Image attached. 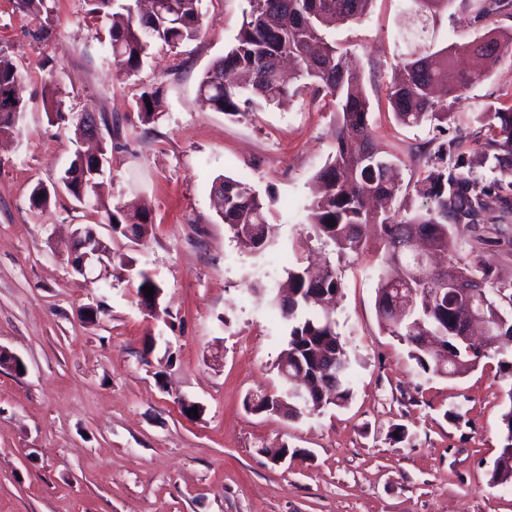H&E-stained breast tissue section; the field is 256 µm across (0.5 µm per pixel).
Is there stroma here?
<instances>
[{
  "instance_id": "obj_1",
  "label": "stroma",
  "mask_w": 512,
  "mask_h": 512,
  "mask_svg": "<svg viewBox=\"0 0 512 512\" xmlns=\"http://www.w3.org/2000/svg\"><path fill=\"white\" fill-rule=\"evenodd\" d=\"M247 0H202V32L171 49L151 46L131 78L117 75L106 29L82 0H52L47 41L16 0H0V49L21 73L19 130L0 136V346L25 374L0 368V512H512V487L490 483L503 446L508 380L496 358L474 372H421L374 307L377 237L337 257L305 221L316 174L336 148V109L304 95L227 116L199 98L212 63L232 45ZM402 0H375L336 38L358 61L370 121L398 159L403 193L422 206L418 180L440 143L459 142L475 176L493 179L474 138L485 104L512 105V45L452 110L446 131L405 128L384 107L386 78L405 45ZM512 18L440 15L432 39L466 42ZM54 76L72 111L106 117L102 196L134 201L153 218L146 238L111 233L101 210L70 194L33 211L29 196L73 156L69 130L51 124L42 88ZM160 92L142 124L135 102ZM247 178L276 231L266 250L242 245L217 216L215 178ZM90 225L108 243L110 275L88 281L69 264L72 236ZM479 253L512 280V214L480 219ZM332 260L343 283L334 318L353 360V398L287 419L245 407L280 389L287 325L265 291L296 263ZM160 285L159 314L143 312L131 279ZM262 283L263 293L252 290ZM100 306L95 322L85 307ZM195 403L198 416L183 414ZM409 433L391 438L394 425ZM287 447L275 463L273 452Z\"/></svg>"
}]
</instances>
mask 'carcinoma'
Masks as SVG:
<instances>
[{
	"label": "carcinoma",
	"mask_w": 512,
	"mask_h": 512,
	"mask_svg": "<svg viewBox=\"0 0 512 512\" xmlns=\"http://www.w3.org/2000/svg\"><path fill=\"white\" fill-rule=\"evenodd\" d=\"M87 13L107 27L109 50L118 72L135 75L148 57L153 43L175 48L198 38L201 0H158L150 11L137 12L132 0H83ZM249 9L235 42L215 61L199 84L200 96L216 112L237 116L261 103L281 104L299 97L308 89L315 96L329 97L336 104V150L317 172L321 195L307 206L306 220L324 242L332 245L338 257L362 253L370 233L378 234L384 262L394 264L398 275H377L375 311L380 327L406 344L408 356L425 374L463 376L475 370L483 359L499 356L501 378L512 379V347L503 348L489 336L470 345L451 332L454 323L469 319L467 309H448L440 293V281H418L416 256L399 251L413 235L424 234L431 250L448 254V269L474 287L476 296L487 301L484 318L493 322L503 315L512 319V281L493 277L492 265L475 256L462 262L457 253L466 245L475 252L482 243L478 236L467 241L455 230L461 224H475L482 214L512 210L509 198L495 191L497 183L485 184L466 170L458 154V144L442 143L421 179V193L427 200L422 208L405 207L390 211L371 207L373 200L397 197L402 189L392 176L391 155L376 141L369 124L371 104L362 90V75L353 65L348 50L336 41L338 25L360 21L374 0H247ZM456 0H404L408 26L401 32L407 52L388 84V104L394 120L401 126L429 123L440 129L453 117V104L464 90L479 80L480 72L459 71L452 58L459 52L495 61L504 43H512V31H488L471 41L448 40V45L425 47L430 21L453 8ZM475 18L492 13L512 16V0H467ZM19 9L39 19L48 12L47 0H18ZM21 74L11 57L0 50V132L17 127L25 105L16 96ZM159 90H145L136 100L140 121L150 124L158 118ZM43 107L49 122L80 127L74 112L66 107L55 81L44 87ZM476 121L483 132L484 158L491 160V171L512 174V106L492 105L481 109ZM57 181L78 197L85 185L94 206L102 207L100 176H91L83 157L74 156ZM218 198V215L237 238H247L253 227L260 228L266 242L274 237L275 225L268 222L264 199L246 181L222 177L213 187ZM112 230L136 224L141 239L151 228L149 212L129 204L117 203L105 209ZM334 219L335 226L327 225ZM288 298L276 296L278 307L288 323V340L283 353L288 355V371L300 377L306 395L317 396L310 407H344L353 389L344 370L331 383L321 375L320 347L331 345L336 354L349 355L347 344L332 318V307L341 293L342 282L335 268L327 266L317 275L302 264L286 268ZM509 407L501 415L504 444L494 461L490 481L512 485V388L507 392ZM300 403L287 391L269 395L263 407L268 414L298 416Z\"/></svg>",
	"instance_id": "1"
}]
</instances>
